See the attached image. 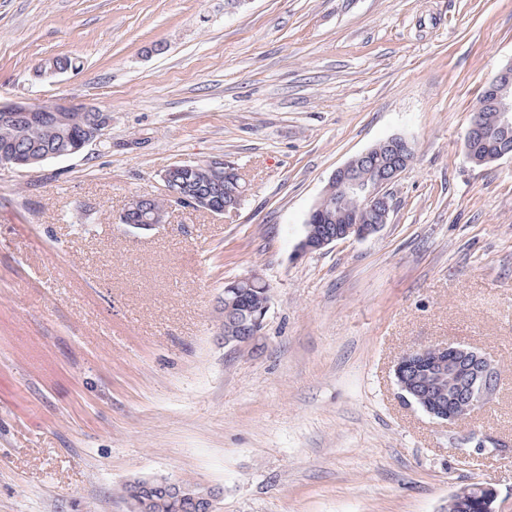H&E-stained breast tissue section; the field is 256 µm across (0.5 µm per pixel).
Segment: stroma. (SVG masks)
I'll list each match as a JSON object with an SVG mask.
<instances>
[{"mask_svg": "<svg viewBox=\"0 0 512 512\" xmlns=\"http://www.w3.org/2000/svg\"><path fill=\"white\" fill-rule=\"evenodd\" d=\"M71 69L37 76L45 60ZM512 61V0H0V102L111 112L106 141L0 168V512H124L165 476L215 512H445L462 482L512 512V159L463 138ZM401 136L388 224L294 259L336 169ZM221 156L247 196L123 224L161 172ZM260 270L265 339L218 343L227 280ZM462 343L499 391L446 426L405 404L407 351ZM461 451L464 458H474L485 455H495L510 452L512 454V443L497 439L489 434L474 430L470 432L461 442Z\"/></svg>", "mask_w": 512, "mask_h": 512, "instance_id": "35a3bbf8", "label": "stroma"}]
</instances>
